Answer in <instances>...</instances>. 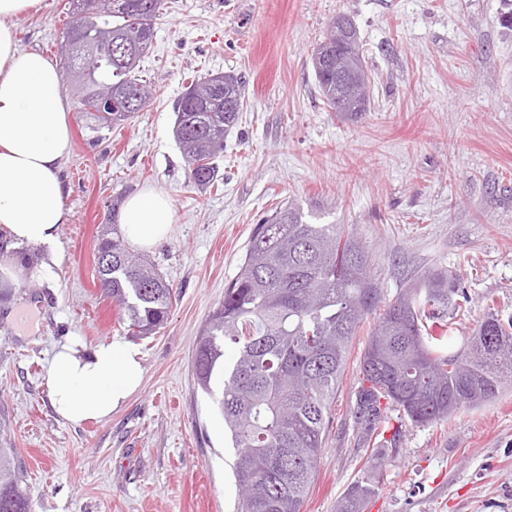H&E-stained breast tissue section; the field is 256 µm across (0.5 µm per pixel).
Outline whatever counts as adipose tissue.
<instances>
[{
	"instance_id": "ef3b65f1",
	"label": "adipose tissue",
	"mask_w": 512,
	"mask_h": 512,
	"mask_svg": "<svg viewBox=\"0 0 512 512\" xmlns=\"http://www.w3.org/2000/svg\"><path fill=\"white\" fill-rule=\"evenodd\" d=\"M40 0H0V233L45 247L34 268H0V283L21 276L50 277L61 224L65 186L60 171L70 149L67 101L59 65L19 45L15 20L37 10ZM173 206L163 192L148 189L127 199L121 222L129 241L149 248L168 237ZM51 405L66 422L79 425L111 416L141 389L139 349L113 339L85 350L76 339L58 344L47 361Z\"/></svg>"
}]
</instances>
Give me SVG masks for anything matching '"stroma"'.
Wrapping results in <instances>:
<instances>
[{"mask_svg": "<svg viewBox=\"0 0 512 512\" xmlns=\"http://www.w3.org/2000/svg\"><path fill=\"white\" fill-rule=\"evenodd\" d=\"M503 0H162L138 76L148 111L112 130L69 112L62 165L68 218L51 279L23 277L0 303V441L15 450L31 512H236L234 451L194 377L197 337L224 300L254 224L298 208L363 243L385 300L424 272L458 275L464 316L453 348L487 307L512 317V29ZM71 0L16 20L22 47L55 57ZM349 16L370 106L330 109L312 53ZM244 76L240 118L217 160L219 188L193 183L174 104L211 74ZM173 205L170 236L146 250L174 290L158 333L131 336L94 278L113 210L143 188ZM142 353L140 392L100 422L73 426L50 405L46 361L70 333ZM348 368L303 512H336L371 478L361 512H512V389L448 421L416 426L393 409L395 440L362 436Z\"/></svg>", "mask_w": 512, "mask_h": 512, "instance_id": "1", "label": "stroma"}]
</instances>
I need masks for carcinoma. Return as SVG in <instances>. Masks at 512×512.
Returning <instances> with one entry per match:
<instances>
[{"mask_svg": "<svg viewBox=\"0 0 512 512\" xmlns=\"http://www.w3.org/2000/svg\"><path fill=\"white\" fill-rule=\"evenodd\" d=\"M161 0H112V8L71 13L58 45L63 75H74L76 108L90 112L99 96L119 99L143 85L139 62L149 48ZM135 45L121 70L111 61L112 39ZM318 87L325 103L369 102L368 88L336 89L331 73ZM209 77L177 101L174 134L194 182L217 180L215 159L224 135L244 108L242 78L224 73V90ZM97 252L112 266L96 268L102 295L119 309L134 336L165 324L173 287L119 230L103 233ZM456 279L430 272L382 303L367 272L360 241L340 224H309L286 206L256 225L224 301L204 325L195 348L198 387L217 404L235 449L233 474L241 491L238 512H301L325 447L331 409L351 347L369 316L377 318L359 356L356 413L369 434L389 429L381 404L414 425L448 419L512 388V320L487 310L458 351L448 348L459 316ZM235 354L224 360V346ZM13 449L0 445V512H30ZM370 485L352 484L337 512H360Z\"/></svg>", "mask_w": 512, "mask_h": 512, "instance_id": "carcinoma-1", "label": "carcinoma"}]
</instances>
